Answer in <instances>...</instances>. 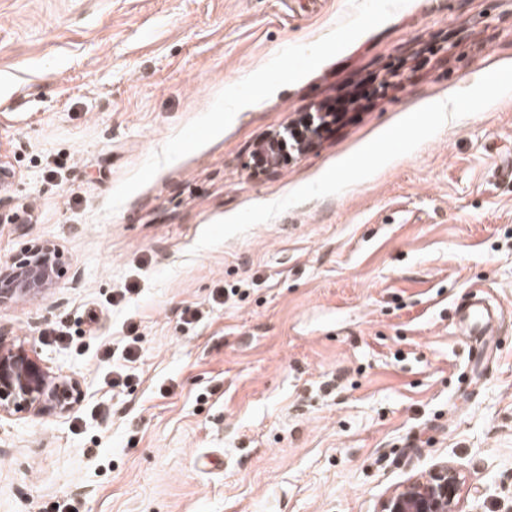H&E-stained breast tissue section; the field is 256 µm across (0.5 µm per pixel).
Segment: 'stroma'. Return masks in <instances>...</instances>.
<instances>
[{"label": "stroma", "mask_w": 512, "mask_h": 512, "mask_svg": "<svg viewBox=\"0 0 512 512\" xmlns=\"http://www.w3.org/2000/svg\"><path fill=\"white\" fill-rule=\"evenodd\" d=\"M0 153V262L68 260L0 335L86 392L0 422V512H378L446 462L512 512V0H0ZM369 97V93L355 91L354 93H351L349 96L336 98L325 103L323 105L325 117H329L330 120L323 122V132H330L332 130L331 126L336 124V121L340 119L341 114H344L349 111V107L351 105L357 103L361 99H369ZM467 299L456 305L455 323L462 336L483 345L493 343L500 321V309L491 302L489 291L474 285Z\"/></svg>", "instance_id": "obj_1"}]
</instances>
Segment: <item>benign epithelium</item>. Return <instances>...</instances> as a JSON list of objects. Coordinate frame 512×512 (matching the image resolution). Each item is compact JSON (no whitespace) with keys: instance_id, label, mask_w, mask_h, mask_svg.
<instances>
[{"instance_id":"obj_1","label":"benign epithelium","mask_w":512,"mask_h":512,"mask_svg":"<svg viewBox=\"0 0 512 512\" xmlns=\"http://www.w3.org/2000/svg\"><path fill=\"white\" fill-rule=\"evenodd\" d=\"M66 257L53 241L24 245L0 264V305L40 295L65 273ZM81 382L59 374L34 345L0 337V419L21 415L66 416L84 400ZM462 478L451 465L434 467L397 488L380 512H458Z\"/></svg>"}]
</instances>
